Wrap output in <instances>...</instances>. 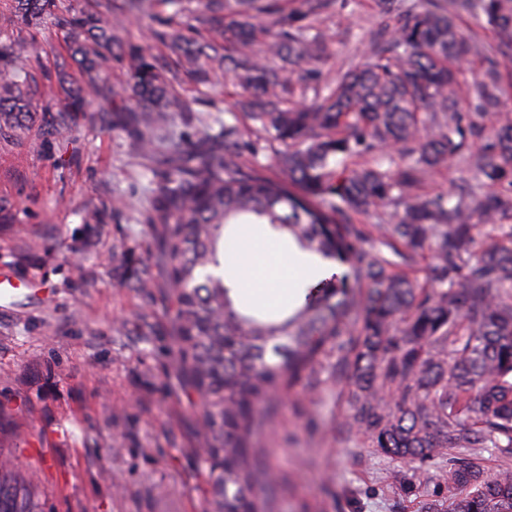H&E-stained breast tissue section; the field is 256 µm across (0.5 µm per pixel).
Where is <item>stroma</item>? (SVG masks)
Returning a JSON list of instances; mask_svg holds the SVG:
<instances>
[{
	"label": "stroma",
	"mask_w": 512,
	"mask_h": 512,
	"mask_svg": "<svg viewBox=\"0 0 512 512\" xmlns=\"http://www.w3.org/2000/svg\"><path fill=\"white\" fill-rule=\"evenodd\" d=\"M382 17L375 0H332L321 17L329 57L317 83L363 63ZM192 109L237 127L249 161L277 169L263 135L233 108L238 87L221 78L179 88ZM89 99L42 149L0 138V197L13 221L0 224V273L29 280L0 294V453L35 486L45 512H206L198 451L202 415L178 385L169 336L168 282L160 225L142 223L153 173L135 142L97 119ZM103 209L104 223L86 211ZM149 259L151 295L116 285L118 255ZM151 324L147 341L138 328ZM329 350L275 407L255 447L272 481L266 512H425L446 496L437 475L447 459L409 467L348 430L349 385ZM411 491H403V484Z\"/></svg>",
	"instance_id": "obj_1"
}]
</instances>
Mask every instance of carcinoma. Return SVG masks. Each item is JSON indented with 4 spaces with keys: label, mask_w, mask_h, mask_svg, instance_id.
<instances>
[{
    "label": "carcinoma",
    "mask_w": 512,
    "mask_h": 512,
    "mask_svg": "<svg viewBox=\"0 0 512 512\" xmlns=\"http://www.w3.org/2000/svg\"><path fill=\"white\" fill-rule=\"evenodd\" d=\"M187 0H109L107 16L79 13L66 0H5L0 35L18 28L56 30L63 38L56 76L45 81L20 65L39 57L34 42L0 47V133L53 130L68 124L90 96L107 107L102 121L125 131L156 162L150 212L163 227L171 336L180 386L196 395L207 431L200 457L214 512H259L262 463L253 439L271 395L290 388L333 345L352 395L351 423L392 460L448 457L440 480L448 498L426 512H512V470L493 471L456 449L512 450V119L502 116L504 85L497 55L512 62V0H422L399 10L378 0L397 23L371 33L368 61L311 87L314 102L288 104L295 86L313 78L330 38L317 25L330 0H208L186 32L165 29L188 12ZM158 6L172 12L162 18ZM468 12L508 41L488 48L465 37ZM150 16L169 50L154 56L120 35L129 17ZM276 20L278 28L261 24ZM487 63L474 81L471 106L492 118L485 127L459 112L461 65ZM126 62L133 105L117 103L98 81L112 59ZM75 64L82 85L65 78ZM204 83L229 75L246 91L239 111L259 126L280 168L271 178L235 161L243 147L233 127L214 130L197 117L195 134L170 123L190 105L172 92L180 72ZM478 185L450 203L420 193L431 170L460 166L470 141ZM414 161L393 172L381 147ZM375 211L376 237L357 215ZM230 224H267L303 252L341 271L306 286L291 311L262 317L239 309L215 273ZM502 237L478 242V225ZM391 257H386L383 250ZM431 253L432 276L404 273ZM145 258L124 252L117 285L149 294ZM0 512H43L38 492L0 461Z\"/></svg>",
    "instance_id": "1"
}]
</instances>
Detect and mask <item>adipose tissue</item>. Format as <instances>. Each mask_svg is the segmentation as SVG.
<instances>
[{"label": "adipose tissue", "instance_id": "1", "mask_svg": "<svg viewBox=\"0 0 512 512\" xmlns=\"http://www.w3.org/2000/svg\"><path fill=\"white\" fill-rule=\"evenodd\" d=\"M235 274L239 293L256 305L295 302L290 284L295 280L313 281L324 277L326 268L317 257L292 248H277L270 239L243 229L236 242Z\"/></svg>", "mask_w": 512, "mask_h": 512}]
</instances>
